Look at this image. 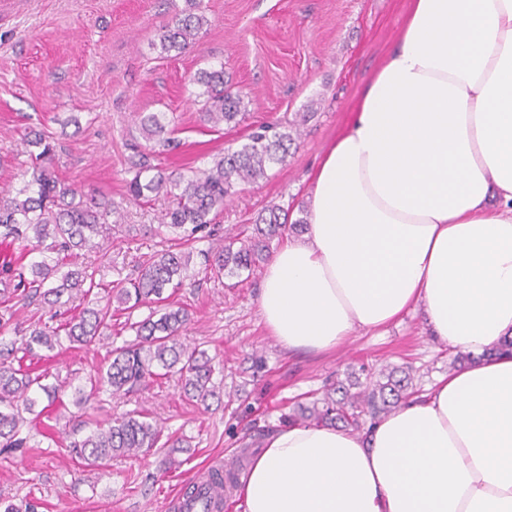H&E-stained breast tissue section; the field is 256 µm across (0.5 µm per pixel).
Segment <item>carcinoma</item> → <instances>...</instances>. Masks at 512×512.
Returning a JSON list of instances; mask_svg holds the SVG:
<instances>
[{
  "label": "carcinoma",
  "mask_w": 512,
  "mask_h": 512,
  "mask_svg": "<svg viewBox=\"0 0 512 512\" xmlns=\"http://www.w3.org/2000/svg\"><path fill=\"white\" fill-rule=\"evenodd\" d=\"M189 10L175 17L160 36L162 51L183 52L195 46L201 30L209 25L200 13L199 0H187ZM192 83L203 88V120L207 123L230 124L240 114L241 99L224 81V69H203L195 73ZM138 130L145 150L131 160L135 171L126 183L130 200L139 202L151 194H163L167 200L160 227L180 240L179 250L165 249L154 254L140 274L128 283L118 282L107 291L101 308H83L78 315L58 324L35 323L17 342H0V453H11L26 447L27 438L20 436L25 422L23 412L30 411L40 398L43 409L63 405L64 383H44L43 373L16 368L18 353L32 355L38 346L49 351L59 343L60 334L80 345L93 343L101 330L112 322V303L133 311L148 302L165 303L159 316L129 324L136 342L112 350V361L89 375L92 389L104 388L113 396L130 393L147 381L165 379L176 373L185 396L197 404H206L216 394L213 382L215 368L207 352L188 348L180 342V333L189 320L188 312L163 297L175 294L185 286L193 253L191 243L211 240L219 228L213 224L223 210L224 201L242 183H256L267 170L283 164L295 139L289 132L270 124L258 126L248 142L235 151H227L209 167L190 175L169 172L154 160L175 148L166 124L156 113L139 116ZM26 146L37 149L35 162L24 172L23 185L15 192L0 193V302L16 299L29 306L40 301L55 306L63 295L68 299L87 300L101 283L97 270L66 262L77 251L107 250L112 243L110 220L117 214L112 201L99 192L85 193L62 183L54 169L55 145L40 130L30 132ZM304 222L289 224L281 219L280 207L264 210L250 234L229 236L227 243L199 251L203 270L213 276L238 275L266 261L273 239L302 231ZM17 241L31 243L30 253L38 257L27 260L11 250ZM367 383L359 378L349 383H336L308 403H297L288 416L290 424L341 425L362 432L367 424L398 410L414 393L413 371L393 368L375 374L367 372ZM182 441L163 437L162 428L148 420V415L122 416L107 423L95 424L89 434L73 432L70 448L86 466L106 467L116 456H130L144 448H179ZM224 492V471L215 469L201 484L186 487L185 502L198 498L202 491Z\"/></svg>",
  "instance_id": "carcinoma-1"
}]
</instances>
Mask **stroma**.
<instances>
[{
	"mask_svg": "<svg viewBox=\"0 0 512 512\" xmlns=\"http://www.w3.org/2000/svg\"><path fill=\"white\" fill-rule=\"evenodd\" d=\"M186 7V0H0V190L22 184L31 164L27 133H49L62 183L100 191L122 213L107 255L81 251L72 258L98 267L106 284L136 277L154 252L172 244L155 233L163 196L137 204L126 198L130 146L140 140L138 113L174 123L181 146L161 163L185 174L209 166L224 149L240 148L259 124L296 134L298 147L286 164L239 185L216 221L235 234L274 204L289 221L306 219L312 173L394 46L409 0H201L209 24L198 46L162 52V32ZM217 68L241 107L237 122L215 128L201 118L203 100L191 79ZM73 116L78 124H70ZM264 272L259 266L209 279L195 262L174 297L190 318L181 342L205 349L222 378L207 406L188 401L175 374L136 393L93 395L87 404L99 421L149 414L188 447L115 458L100 471L71 455L74 405L50 419L32 412L23 428L28 448L0 454V504L32 501L37 512H176L190 482L215 465H250L270 431L326 381L346 379L363 365L376 372L410 365L425 391L449 374L452 354L428 337L418 311L385 332L356 335L333 354L284 352L258 313ZM151 311L145 304L115 312L111 328L92 345L65 340L51 357H33L32 365L50 380L89 389L90 373L109 364L112 348L134 340L126 321ZM171 456L178 467L168 468Z\"/></svg>",
	"mask_w": 512,
	"mask_h": 512,
	"instance_id": "1",
	"label": "stroma"
}]
</instances>
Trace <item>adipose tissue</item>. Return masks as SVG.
Masks as SVG:
<instances>
[{
  "label": "adipose tissue",
  "instance_id": "obj_1",
  "mask_svg": "<svg viewBox=\"0 0 512 512\" xmlns=\"http://www.w3.org/2000/svg\"><path fill=\"white\" fill-rule=\"evenodd\" d=\"M269 260L260 318L283 350L333 352L422 308L473 361L368 434L287 425L243 512H512V0H410L389 57Z\"/></svg>",
  "mask_w": 512,
  "mask_h": 512
}]
</instances>
